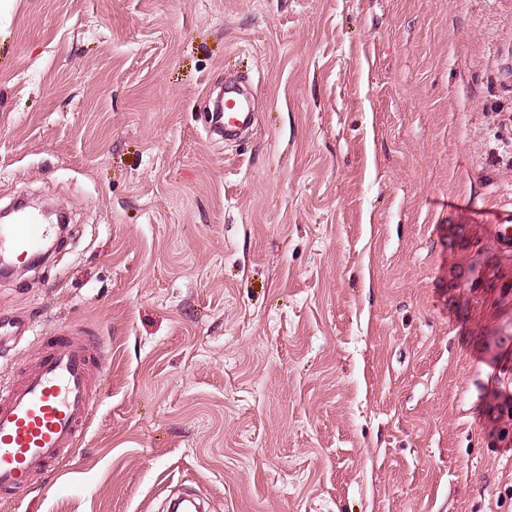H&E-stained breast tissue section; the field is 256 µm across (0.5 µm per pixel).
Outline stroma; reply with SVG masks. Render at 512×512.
I'll list each match as a JSON object with an SVG mask.
<instances>
[{"mask_svg": "<svg viewBox=\"0 0 512 512\" xmlns=\"http://www.w3.org/2000/svg\"><path fill=\"white\" fill-rule=\"evenodd\" d=\"M23 198L70 224L0 375L80 327L105 381L0 512H512V0H0ZM224 112L226 134L247 125L251 120L250 102L229 89H225L224 93Z\"/></svg>", "mask_w": 512, "mask_h": 512, "instance_id": "1", "label": "stroma"}]
</instances>
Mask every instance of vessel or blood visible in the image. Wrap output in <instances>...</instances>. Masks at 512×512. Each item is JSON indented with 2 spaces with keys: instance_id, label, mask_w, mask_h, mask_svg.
Returning a JSON list of instances; mask_svg holds the SVG:
<instances>
[{
  "instance_id": "vessel-or-blood-1",
  "label": "vessel or blood",
  "mask_w": 512,
  "mask_h": 512,
  "mask_svg": "<svg viewBox=\"0 0 512 512\" xmlns=\"http://www.w3.org/2000/svg\"><path fill=\"white\" fill-rule=\"evenodd\" d=\"M251 120L250 103L224 93V130ZM33 215L0 225V253L25 261L50 235ZM35 362L20 376L0 379V496L13 495L52 472L81 441L92 416L103 365L96 337L80 329L37 338Z\"/></svg>"
}]
</instances>
